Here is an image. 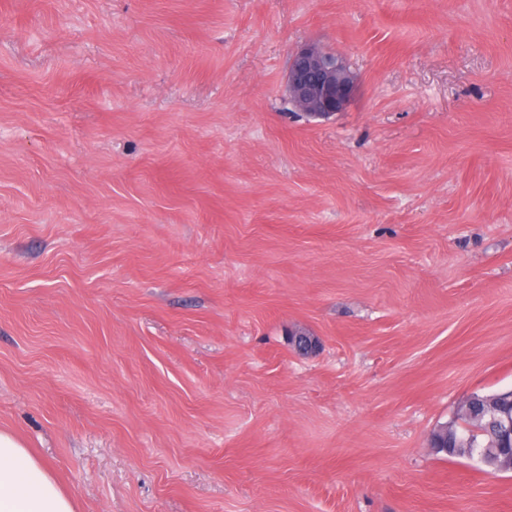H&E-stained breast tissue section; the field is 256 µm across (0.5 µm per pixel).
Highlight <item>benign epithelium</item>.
Returning <instances> with one entry per match:
<instances>
[{
	"mask_svg": "<svg viewBox=\"0 0 512 512\" xmlns=\"http://www.w3.org/2000/svg\"><path fill=\"white\" fill-rule=\"evenodd\" d=\"M356 88L357 79L343 57L313 44H304L291 54L288 99L303 116L328 118L344 111Z\"/></svg>",
	"mask_w": 512,
	"mask_h": 512,
	"instance_id": "benign-epithelium-1",
	"label": "benign epithelium"
}]
</instances>
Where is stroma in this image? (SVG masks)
Returning <instances> with one entry per match:
<instances>
[{
	"label": "stroma",
	"mask_w": 512,
	"mask_h": 512,
	"mask_svg": "<svg viewBox=\"0 0 512 512\" xmlns=\"http://www.w3.org/2000/svg\"><path fill=\"white\" fill-rule=\"evenodd\" d=\"M510 389L512 0H0V430L76 512H512L430 445ZM357 79L342 56L304 44L290 56L287 74L289 102L303 116L328 118L352 101Z\"/></svg>",
	"instance_id": "1"
}]
</instances>
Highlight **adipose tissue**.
<instances>
[{"label": "adipose tissue", "instance_id": "ef3b65f1", "mask_svg": "<svg viewBox=\"0 0 512 512\" xmlns=\"http://www.w3.org/2000/svg\"><path fill=\"white\" fill-rule=\"evenodd\" d=\"M0 512H75L49 466L6 431H0Z\"/></svg>", "mask_w": 512, "mask_h": 512}]
</instances>
